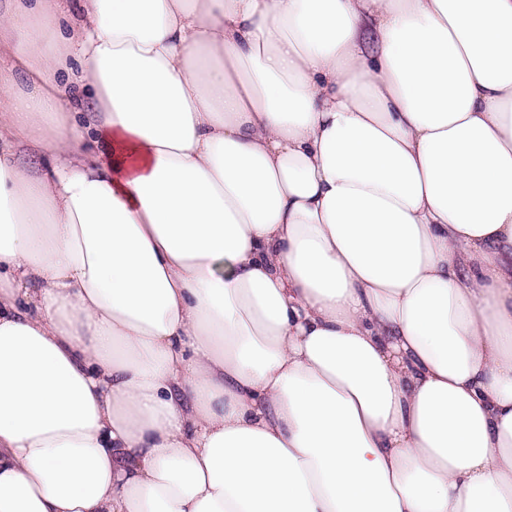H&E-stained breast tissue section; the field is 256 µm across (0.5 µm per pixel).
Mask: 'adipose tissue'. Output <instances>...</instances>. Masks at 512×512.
<instances>
[{
  "label": "adipose tissue",
  "mask_w": 512,
  "mask_h": 512,
  "mask_svg": "<svg viewBox=\"0 0 512 512\" xmlns=\"http://www.w3.org/2000/svg\"><path fill=\"white\" fill-rule=\"evenodd\" d=\"M0 512H512V0H0Z\"/></svg>",
  "instance_id": "ef3b65f1"
}]
</instances>
